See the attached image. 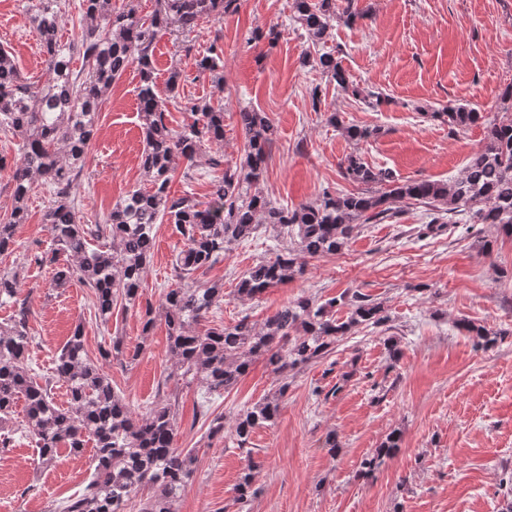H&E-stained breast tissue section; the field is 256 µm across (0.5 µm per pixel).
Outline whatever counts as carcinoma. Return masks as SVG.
<instances>
[{
    "label": "carcinoma",
    "instance_id": "obj_1",
    "mask_svg": "<svg viewBox=\"0 0 512 512\" xmlns=\"http://www.w3.org/2000/svg\"><path fill=\"white\" fill-rule=\"evenodd\" d=\"M239 0H159L147 18L131 8H117L112 0H82L84 20L78 42L65 41L59 30L60 0H31L29 18L37 31L45 69L38 83L23 78L13 57L0 47V131L20 139L19 163L11 176L13 206L0 216V253L15 244L19 225L27 222V200L37 180L49 185L54 203L46 210L54 245V257L64 256L55 269L54 284L65 287L76 279L93 290L96 315L106 323L112 307L138 305L144 274L154 251L157 226L176 225L185 241L175 256L178 286L165 291L161 304L167 327L169 353L186 385L198 384L209 393L229 391L263 360L278 383L275 392L238 414L229 440L245 448L253 430L273 423L279 400L288 389V372L317 363L332 353L336 341L359 325H381L389 320L382 303L365 294L348 300V316L336 317L337 299L322 304L300 298L272 315L262 325L241 317L233 325L212 327L208 316L224 301V285L195 278L232 246L254 238L269 227L294 238L295 247L249 268L235 288L244 300H253L267 289L285 284L301 272L305 259L335 255L352 238L357 223H380L398 214L396 203L415 200L435 211L429 231L442 227L446 215H466L470 224H499L512 232V119L491 121L486 126L485 148L450 183L429 179L406 181L374 170L360 155L350 153L341 164L344 179L362 190L336 195L325 190L312 203L294 208L278 206L257 189L267 169L278 129L263 112H239L245 137L244 155L234 167H224V155L210 154L208 144L224 141V102L189 101L185 109L193 117L179 132L168 128L167 103L179 96L182 74L173 69L159 91L153 63L158 33L173 27L191 32L204 19H219L238 10ZM296 21L312 45H325L333 37V22L340 13L351 21L356 13L351 0H294ZM83 61L72 68L75 56ZM336 85L364 100L381 102V94L362 93L351 87L334 54L311 58ZM137 66L138 113L142 120L144 149L141 168L147 187L129 192L115 205L104 224H83L71 189L81 175L94 136L101 101L112 82L131 66ZM197 68L221 80L224 49L213 40ZM451 128L466 127L481 113L462 106H446L433 113ZM190 170L214 173L209 200L202 203L186 191L176 197L170 184L179 162ZM387 183L384 192L367 189ZM103 243L90 247V241ZM12 308L7 323L0 325V430L13 419L17 401L25 403L26 423L38 448L40 464L53 465L59 450L80 454L94 448L97 461L93 477L82 495L70 499L62 512H128L131 500L144 489L138 512H175L178 492L187 483L197 461L196 449L174 446L177 435L176 400L164 398L139 417L112 388L104 362L124 354L122 340H111L91 360L84 347L83 327L57 351L47 377L28 366L32 337L28 333L30 309L21 296L20 270L0 271V306ZM457 327L475 337L482 348L493 347L500 333L466 319ZM62 383L68 406L55 402L53 387ZM398 447L390 437L366 457L361 468L374 471L384 456ZM253 465L249 464L236 485V501L254 495Z\"/></svg>",
    "mask_w": 512,
    "mask_h": 512
}]
</instances>
